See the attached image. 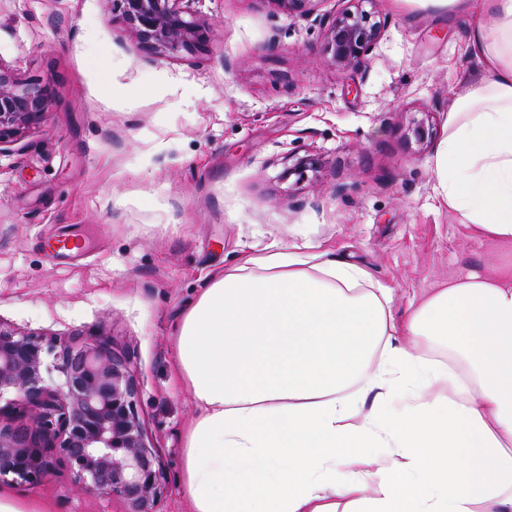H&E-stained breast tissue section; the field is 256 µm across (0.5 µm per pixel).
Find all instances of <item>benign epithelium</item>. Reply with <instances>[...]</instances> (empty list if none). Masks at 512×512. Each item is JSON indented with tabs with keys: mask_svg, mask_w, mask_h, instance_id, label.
<instances>
[{
	"mask_svg": "<svg viewBox=\"0 0 512 512\" xmlns=\"http://www.w3.org/2000/svg\"><path fill=\"white\" fill-rule=\"evenodd\" d=\"M128 31L154 49L193 51L211 40L213 25L189 16L190 0H110ZM292 16L312 14L318 0H269ZM325 23L323 58L339 69L363 66L387 20L377 0H345ZM48 89L19 79L0 63V145L17 140L47 112ZM318 172L299 157L288 175ZM53 364H47V359ZM57 370L58 386L44 373ZM128 367L98 336L56 343L0 324V485L41 482L65 461L87 487L119 493L129 512H156L162 467L147 444Z\"/></svg>",
	"mask_w": 512,
	"mask_h": 512,
	"instance_id": "benign-epithelium-1",
	"label": "benign epithelium"
}]
</instances>
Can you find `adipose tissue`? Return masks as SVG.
<instances>
[{
	"label": "adipose tissue",
	"instance_id": "adipose-tissue-1",
	"mask_svg": "<svg viewBox=\"0 0 512 512\" xmlns=\"http://www.w3.org/2000/svg\"><path fill=\"white\" fill-rule=\"evenodd\" d=\"M424 2L468 17L482 67L433 159L441 199L512 242V0ZM368 280L273 250L199 293L174 333L197 407L189 512H512V270L450 281L401 319Z\"/></svg>",
	"mask_w": 512,
	"mask_h": 512
}]
</instances>
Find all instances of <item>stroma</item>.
<instances>
[{"label": "stroma", "instance_id": "1", "mask_svg": "<svg viewBox=\"0 0 512 512\" xmlns=\"http://www.w3.org/2000/svg\"><path fill=\"white\" fill-rule=\"evenodd\" d=\"M270 0H192L214 26L194 52L141 44L110 0H0V62L50 92L43 121L0 153V324L68 340L97 333L125 360L162 465L158 512H186L184 435L197 413L173 386V331L210 275L244 252L310 241L394 290L392 311L449 280L489 275L512 248L449 214L433 158L481 66L466 17L378 0L368 64L330 66L323 24ZM429 119L421 147L410 133ZM318 156L304 181L294 154ZM88 245L79 255L47 247ZM16 495L53 512H128L65 462Z\"/></svg>", "mask_w": 512, "mask_h": 512}]
</instances>
